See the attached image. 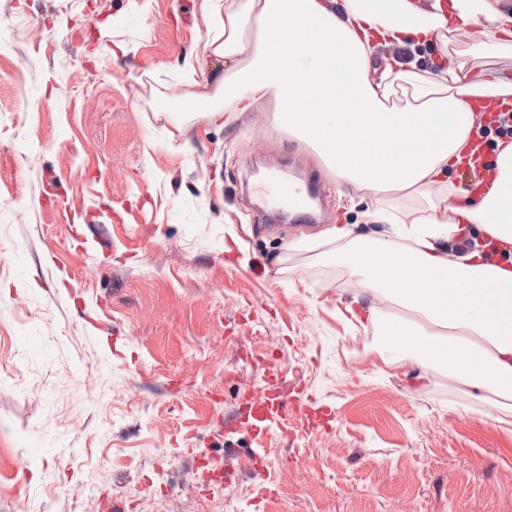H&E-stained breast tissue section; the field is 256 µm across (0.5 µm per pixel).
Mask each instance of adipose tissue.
Here are the masks:
<instances>
[{
	"mask_svg": "<svg viewBox=\"0 0 512 512\" xmlns=\"http://www.w3.org/2000/svg\"><path fill=\"white\" fill-rule=\"evenodd\" d=\"M200 60H223L213 94L194 97L212 124L272 104L274 126L308 144L364 204L381 239L335 226L329 258L361 285L352 319L378 325V358L427 381L451 376L470 396L512 405V141L498 140L488 183L460 198L466 163L493 104L512 98V75H472L451 59V34L479 25L471 56L512 52V11L500 0H208ZM400 54L376 66L374 51ZM428 66H421V59ZM490 251L449 260L467 225ZM387 298L398 314L379 305Z\"/></svg>",
	"mask_w": 512,
	"mask_h": 512,
	"instance_id": "1",
	"label": "adipose tissue"
}]
</instances>
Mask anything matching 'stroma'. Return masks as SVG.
I'll list each match as a JSON object with an SVG mask.
<instances>
[{"instance_id": "stroma-1", "label": "stroma", "mask_w": 512, "mask_h": 512, "mask_svg": "<svg viewBox=\"0 0 512 512\" xmlns=\"http://www.w3.org/2000/svg\"><path fill=\"white\" fill-rule=\"evenodd\" d=\"M209 27L205 0H0V512H512V412L380 363L321 256L385 225L267 107L190 104ZM260 168L317 219L266 222Z\"/></svg>"}]
</instances>
